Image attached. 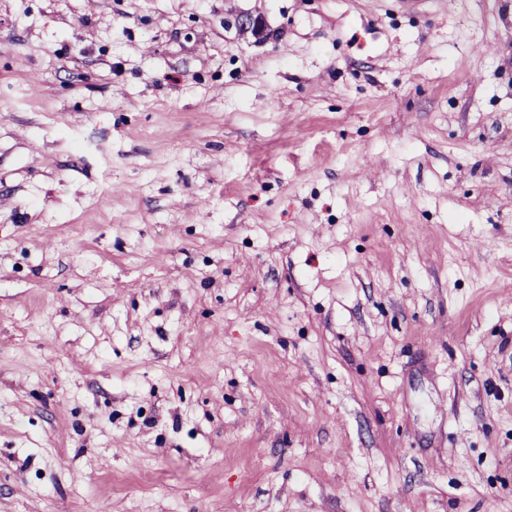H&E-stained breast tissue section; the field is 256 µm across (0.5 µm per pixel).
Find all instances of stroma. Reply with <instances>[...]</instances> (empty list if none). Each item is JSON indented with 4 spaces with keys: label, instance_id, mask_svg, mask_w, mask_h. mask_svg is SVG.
<instances>
[{
    "label": "stroma",
    "instance_id": "35a3bbf8",
    "mask_svg": "<svg viewBox=\"0 0 512 512\" xmlns=\"http://www.w3.org/2000/svg\"><path fill=\"white\" fill-rule=\"evenodd\" d=\"M510 284L512 0H0V512H512Z\"/></svg>",
    "mask_w": 512,
    "mask_h": 512
}]
</instances>
